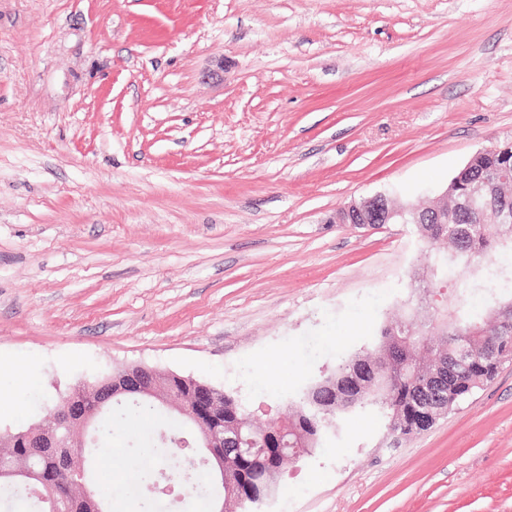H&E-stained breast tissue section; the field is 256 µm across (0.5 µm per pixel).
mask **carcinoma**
<instances>
[{"label":"carcinoma","instance_id":"carcinoma-1","mask_svg":"<svg viewBox=\"0 0 512 512\" xmlns=\"http://www.w3.org/2000/svg\"><path fill=\"white\" fill-rule=\"evenodd\" d=\"M508 171L512 174V149L494 155L479 157L467 169H461L448 181V223L437 224L427 218L418 229L433 239H446L453 245L450 253L434 252L429 255L430 266L436 268V280L444 283L448 278L469 274L476 278L458 295L464 313L460 317L447 318L431 311L427 321L418 325L411 321L385 324L379 328L374 345L343 358L336 368L320 379L328 388L343 380L344 375L355 368V360L367 353L380 356L378 379L370 392L355 404L357 408L368 406L377 409L385 418L387 428L401 436H413L431 427L423 421V414L434 409H451L479 385L494 378L497 371L487 357L492 344L508 340L512 342V314L497 318L494 311L479 312L468 307L466 290L469 288L488 292L495 297L505 291L512 300V251L503 249L512 245L506 233L512 228V203L504 208L495 198L500 196V186L485 187V196L491 199L488 206H476L473 210L458 211L455 202L463 199L471 187L489 174ZM493 214L495 223L486 222ZM474 329L469 335L477 363L456 372V380L435 383L429 393L421 391V383L439 363L448 362L457 340L455 330ZM300 398L302 411L288 419V432L281 436L278 465L284 467L299 461L319 447L324 430H313L308 420L311 400L306 394ZM171 412L149 401L139 399H114L105 404L92 422L87 425L88 441L62 448L54 456L40 454L30 448L29 435L25 430H6L0 434V504L12 506L22 500L27 512L41 508L52 512L53 504L67 499L76 502L83 497L81 489L69 481V472L81 471L88 478V489L102 506L110 501L109 494L94 468V455L103 451L112 441V417L122 419L139 417L148 411L155 415ZM224 422L232 425L225 436L238 439L255 451L267 447L261 431L251 426L245 418L241 402L224 395ZM263 464L242 468L224 462V482L207 483L199 497L207 503L219 502L226 491L242 482L251 486L255 499L259 500L273 491L261 478Z\"/></svg>","mask_w":512,"mask_h":512}]
</instances>
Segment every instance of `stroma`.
<instances>
[{
  "mask_svg": "<svg viewBox=\"0 0 512 512\" xmlns=\"http://www.w3.org/2000/svg\"><path fill=\"white\" fill-rule=\"evenodd\" d=\"M512 139V0H0V359L42 384L147 364L259 424L429 299L414 225ZM113 512H150L115 424ZM266 512H512V363L432 428L356 411L277 477ZM387 199H389L387 195L380 193L371 197L352 200L338 209L336 212V221L340 224H360L362 220L367 219L370 211L378 213L379 209L382 208L385 209L383 213L385 224H407L406 222L388 223V221L395 217L404 218L405 210L403 208H397L394 204L387 207Z\"/></svg>",
  "mask_w": 512,
  "mask_h": 512,
  "instance_id": "obj_1",
  "label": "stroma"
}]
</instances>
